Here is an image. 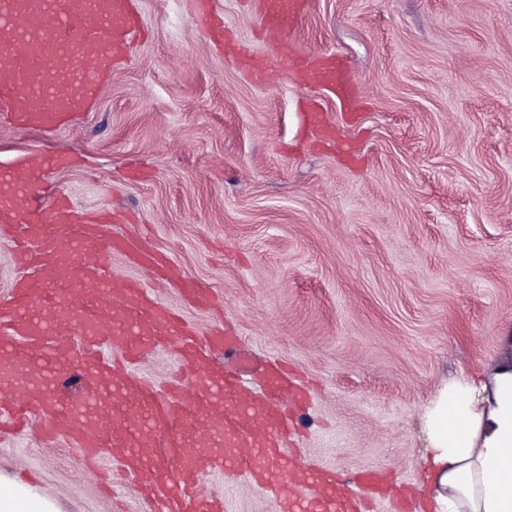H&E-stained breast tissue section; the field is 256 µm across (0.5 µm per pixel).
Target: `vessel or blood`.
Here are the masks:
<instances>
[{"instance_id":"b4317fda","label":"vessel or blood","mask_w":512,"mask_h":512,"mask_svg":"<svg viewBox=\"0 0 512 512\" xmlns=\"http://www.w3.org/2000/svg\"><path fill=\"white\" fill-rule=\"evenodd\" d=\"M210 0H196L202 29L246 66L257 84L293 79L332 93L342 110L357 111L348 68L335 54L300 53L291 37L306 0H260L259 24L266 51L233 43L212 16ZM140 26L132 0H0V113L12 126L46 131L71 113L93 106L104 81L123 63ZM75 156L31 158L27 168L0 171V223H25L12 248L15 270L10 296L0 301V432H25L39 419L44 437H66L86 466L101 470L108 487L118 472L134 476L152 503L151 512H224L221 497L203 493L204 474L239 475L273 500L278 512H358L365 494L381 479L365 473L339 492L313 487L319 471L300 468L282 451L288 419L279 399L288 392L285 368L270 369L261 397L241 386L247 364L209 369V352L191 328L152 298L157 283L173 284L191 302L210 305L193 283L174 278L162 251L142 240L110 238L103 225L114 213L88 218L71 199H55L39 215L37 172L78 166ZM122 252L144 278L108 277L102 260ZM71 276L61 280L60 266ZM84 338L85 390L65 396L52 390L67 364L63 341L69 329ZM124 351L116 366L103 346ZM160 345L176 349L180 372L163 388L135 370L141 351ZM116 467L103 468L104 457Z\"/></svg>"}]
</instances>
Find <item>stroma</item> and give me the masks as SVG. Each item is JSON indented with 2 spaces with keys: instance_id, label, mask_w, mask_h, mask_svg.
<instances>
[{
  "instance_id": "stroma-1",
  "label": "stroma",
  "mask_w": 512,
  "mask_h": 512,
  "mask_svg": "<svg viewBox=\"0 0 512 512\" xmlns=\"http://www.w3.org/2000/svg\"><path fill=\"white\" fill-rule=\"evenodd\" d=\"M265 51L257 0H211ZM142 35L95 107L53 132L0 122V164L66 150L45 174L88 216L130 212L106 234L150 237L218 304L175 288L156 299L199 334L236 337L210 364L288 363L313 386L289 453L333 476L393 472L403 502L434 512L424 412L440 386L512 352V0H309L299 51L346 61L363 101L245 69L199 30L194 0H134ZM317 100L334 142L302 134ZM139 165L146 176L123 179ZM54 512H149L135 482L106 495L66 440L0 436V483ZM225 512H276L261 492L204 476Z\"/></svg>"
}]
</instances>
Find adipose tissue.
<instances>
[{
    "instance_id": "ef3b65f1",
    "label": "adipose tissue",
    "mask_w": 512,
    "mask_h": 512,
    "mask_svg": "<svg viewBox=\"0 0 512 512\" xmlns=\"http://www.w3.org/2000/svg\"><path fill=\"white\" fill-rule=\"evenodd\" d=\"M424 420L438 512H512V364L444 384Z\"/></svg>"
}]
</instances>
